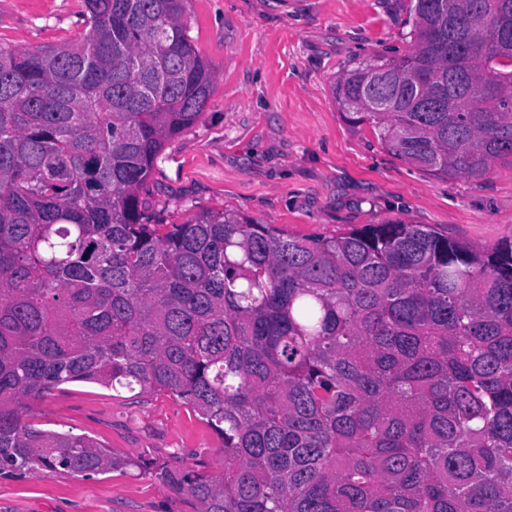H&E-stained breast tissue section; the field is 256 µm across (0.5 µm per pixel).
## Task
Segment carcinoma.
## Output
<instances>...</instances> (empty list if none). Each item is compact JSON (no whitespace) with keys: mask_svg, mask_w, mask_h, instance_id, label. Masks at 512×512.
<instances>
[{"mask_svg":"<svg viewBox=\"0 0 512 512\" xmlns=\"http://www.w3.org/2000/svg\"><path fill=\"white\" fill-rule=\"evenodd\" d=\"M0 42V475L137 462L25 422L70 382L165 391L224 469L161 464L199 512H512V236L395 220L299 238L140 197L211 95L190 0H84ZM412 49L346 71L353 125L448 178L512 159V0H413ZM85 9L84 0H0V40L30 50L73 41Z\"/></svg>","mask_w":512,"mask_h":512,"instance_id":"cac0c4a2","label":"carcinoma"}]
</instances>
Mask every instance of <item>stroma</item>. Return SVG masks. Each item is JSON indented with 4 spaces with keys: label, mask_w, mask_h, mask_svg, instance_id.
I'll return each instance as SVG.
<instances>
[{
    "label": "stroma",
    "mask_w": 512,
    "mask_h": 512,
    "mask_svg": "<svg viewBox=\"0 0 512 512\" xmlns=\"http://www.w3.org/2000/svg\"><path fill=\"white\" fill-rule=\"evenodd\" d=\"M411 0H191L189 35L214 71L207 107L167 142L143 194L165 224L227 209L295 236L402 219L486 247L512 235V162L447 179L349 124L337 79L377 55L411 49ZM84 0H0V41L30 50L76 39ZM34 427L86 436L138 460L89 478L59 471L0 477V512H198L155 474L201 462L219 471V436L163 391L61 385L34 403Z\"/></svg>",
    "instance_id": "1"
}]
</instances>
